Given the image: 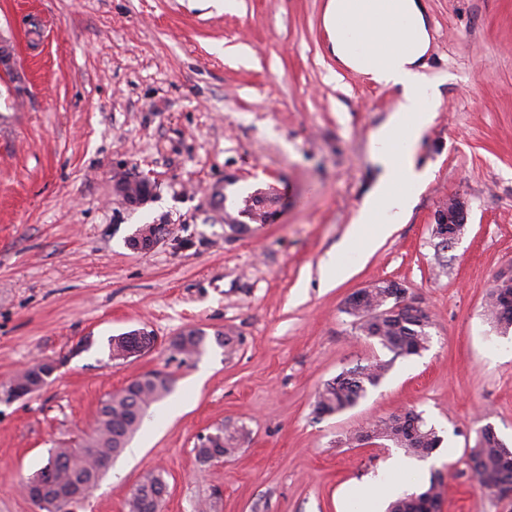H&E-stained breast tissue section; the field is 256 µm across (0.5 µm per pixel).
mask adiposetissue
<instances>
[{"label": "adipose tissue", "instance_id": "adipose-tissue-1", "mask_svg": "<svg viewBox=\"0 0 512 512\" xmlns=\"http://www.w3.org/2000/svg\"><path fill=\"white\" fill-rule=\"evenodd\" d=\"M323 23L339 62L399 92L390 118L371 135L370 159L380 174L349 231V248L367 255L390 234L410 196L431 177L417 163V146L441 104L426 73L429 23L423 0H366L361 19L355 18L350 0H328Z\"/></svg>", "mask_w": 512, "mask_h": 512}]
</instances>
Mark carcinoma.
<instances>
[{
    "label": "carcinoma",
    "instance_id": "cac0c4a2",
    "mask_svg": "<svg viewBox=\"0 0 512 512\" xmlns=\"http://www.w3.org/2000/svg\"><path fill=\"white\" fill-rule=\"evenodd\" d=\"M512 297V280L501 282L490 289L487 308L495 325L507 330L512 327V313L505 310V300ZM390 299L380 288L370 289L362 309H349L347 313L358 321L359 334L375 340L395 356L418 355L427 348L430 316L423 312L417 317L390 313ZM205 331L194 329L182 334L175 343L178 352L188 358L199 355L206 346ZM150 340L139 338L130 331L112 337L110 358L125 359V353ZM390 364L376 361L365 366L345 370L324 383L318 390L315 412L319 415L340 413L362 399L367 387L377 386L385 377ZM47 365L41 361L19 374L18 384H38L40 374ZM173 388L170 376L151 371L131 380L124 388L107 395L97 412L93 427L70 444L49 450L54 459L53 485L42 500L34 501L43 512H70L77 496L86 497L98 484L109 465L127 447L142 424V412L151 404L164 399ZM377 440H389L411 456L427 457L441 444V437L434 427L427 424L419 413L408 412L403 416L381 418L368 426ZM246 434L244 427L229 429L216 427L214 433L198 438L197 456L203 463L219 452L233 455L238 451L239 440ZM469 460L476 462L472 471L480 485L486 489L491 484H512V451H507L500 438L489 427L477 431V438L470 449ZM441 479L431 477L428 485L419 492L404 493L394 498L388 512H438L441 497ZM167 484L159 473L149 475L138 485L129 500V512H161Z\"/></svg>",
    "mask_w": 512,
    "mask_h": 512
}]
</instances>
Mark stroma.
Instances as JSON below:
<instances>
[{"instance_id":"35a3bbf8","label":"stroma","mask_w":512,"mask_h":512,"mask_svg":"<svg viewBox=\"0 0 512 512\" xmlns=\"http://www.w3.org/2000/svg\"><path fill=\"white\" fill-rule=\"evenodd\" d=\"M326 3L0 0L18 70L0 72V382L57 364L40 391L0 401V512H39L22 479L90 430L108 393L154 370L172 393L75 512H128L151 471L168 485L162 512H351L353 485L405 455L352 434L411 409L442 438L412 489L437 472L438 512H512L468 464L484 426L512 448V330L485 309L512 267V0H426L442 106L417 158L434 177L368 256L341 244L378 177L370 135L398 91L337 64ZM122 175L152 184L144 204L115 194ZM254 194L266 222L229 235ZM456 197L467 224L445 247L433 225ZM145 224L162 225V241L139 253L128 240ZM385 279L431 317L421 354L392 358L343 311ZM140 327L154 349L110 360L109 340ZM191 329L209 340L187 359L172 343ZM377 360L392 363L379 386L315 414L326 381ZM223 424L245 426L239 450L200 462L198 436Z\"/></svg>"}]
</instances>
